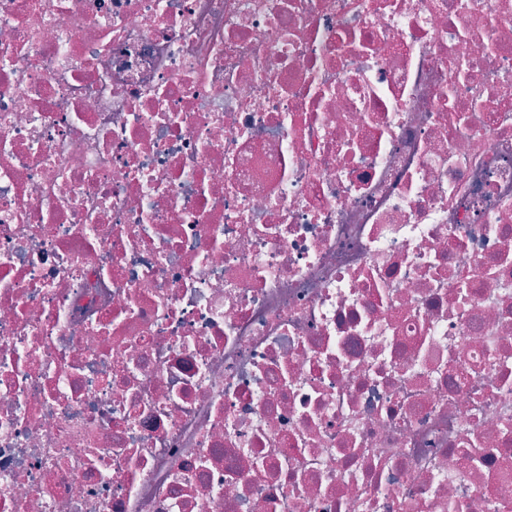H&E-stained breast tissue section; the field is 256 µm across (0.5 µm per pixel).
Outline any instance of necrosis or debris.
I'll use <instances>...</instances> for the list:
<instances>
[{"label": "necrosis or debris", "instance_id": "necrosis-or-debris-1", "mask_svg": "<svg viewBox=\"0 0 512 512\" xmlns=\"http://www.w3.org/2000/svg\"><path fill=\"white\" fill-rule=\"evenodd\" d=\"M0 512H512V0H0Z\"/></svg>", "mask_w": 512, "mask_h": 512}]
</instances>
